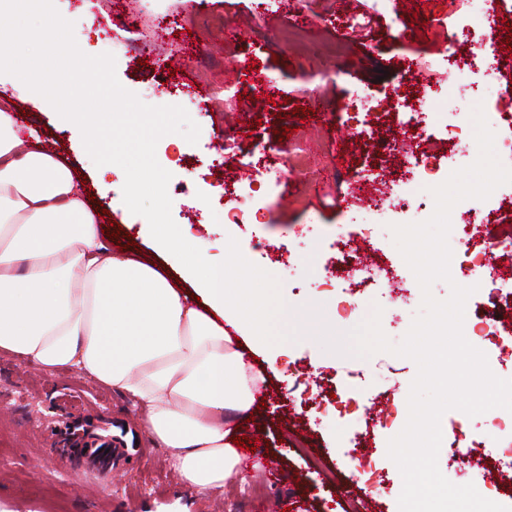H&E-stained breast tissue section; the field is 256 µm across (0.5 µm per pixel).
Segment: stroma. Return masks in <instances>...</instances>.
<instances>
[{
  "label": "stroma",
  "instance_id": "35a3bbf8",
  "mask_svg": "<svg viewBox=\"0 0 512 512\" xmlns=\"http://www.w3.org/2000/svg\"><path fill=\"white\" fill-rule=\"evenodd\" d=\"M55 0L60 15L74 24V37L88 55L111 52L119 37L129 52L116 69L119 82L141 101L158 105L178 86L170 49L158 41L155 17L145 16L129 26L123 0ZM162 11L175 15L196 37L195 52L204 59L191 67L187 79L206 102L192 113L200 127L197 143L160 140L156 156L172 178L168 193L176 224L189 225L201 247L219 254L223 236L208 224L221 204V185L240 163L287 166L277 184L254 182L256 197L267 199L262 223L238 235L248 261L275 275L291 311L280 327L304 324L300 341L281 344L276 367L264 357L250 366L263 389L253 404V418L243 436L257 446L250 455V480L264 484L261 494L241 492L239 483L203 498L185 487L139 426L140 410L121 395L74 371H45L25 359L0 354V503L14 512H267L271 498L287 499L290 512H348L350 500L360 512H399L397 494H365L351 477L352 454L374 456L383 475L398 484L402 476L387 456L393 432L408 418V395L417 373L407 358L378 353L360 359L362 385L369 392L373 427H365L320 403L339 392L350 357L326 352L313 336V324L303 310L320 309L323 320L346 331L367 318L373 305L383 309L381 327L392 342H400L418 313L422 294L392 241L386 225L348 204L352 187L370 181L396 182L411 175L398 143L402 129L397 104L427 113L431 125L422 149L447 165L448 142L437 123L440 114L459 113L469 119L475 106L505 111L512 83H480L488 58L470 52L482 25L474 20L459 27L469 0H293L291 11L278 10L272 0H163ZM111 37L100 40L98 26ZM276 78L289 95L275 105L252 98L246 66ZM435 81V98L423 88ZM472 90L457 94L459 81ZM22 81L0 74V95L13 98L26 128L38 129L43 141L86 183L92 204L107 210L118 227L116 242L137 249L147 243L134 228L142 224L157 201L143 194L135 209L120 202L118 184L99 180L77 125L65 124L38 97L22 94ZM399 88L392 99L391 88ZM370 111H363L360 96ZM288 127L291 137L279 138ZM188 154L186 167L176 166ZM468 246L450 239L453 282L468 285L461 272L464 248L480 250L486 237H512V221L467 227ZM352 241L374 260L400 267V287L381 288L343 275L340 251ZM111 423L130 429L140 448L138 456L104 482L91 476L88 465L74 454L55 452V435L48 422L58 415ZM463 420L475 456L485 455L481 441L484 416L461 417L447 411L441 419L440 470L447 471L452 425ZM276 476H269V468Z\"/></svg>",
  "mask_w": 512,
  "mask_h": 512
}]
</instances>
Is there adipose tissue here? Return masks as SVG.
<instances>
[{
    "instance_id": "1",
    "label": "adipose tissue",
    "mask_w": 512,
    "mask_h": 512,
    "mask_svg": "<svg viewBox=\"0 0 512 512\" xmlns=\"http://www.w3.org/2000/svg\"><path fill=\"white\" fill-rule=\"evenodd\" d=\"M148 214L163 264L114 249L81 179L0 98V352L69 367L143 405L182 482L208 496L240 479L233 439L264 349L261 300L224 287V263Z\"/></svg>"
}]
</instances>
